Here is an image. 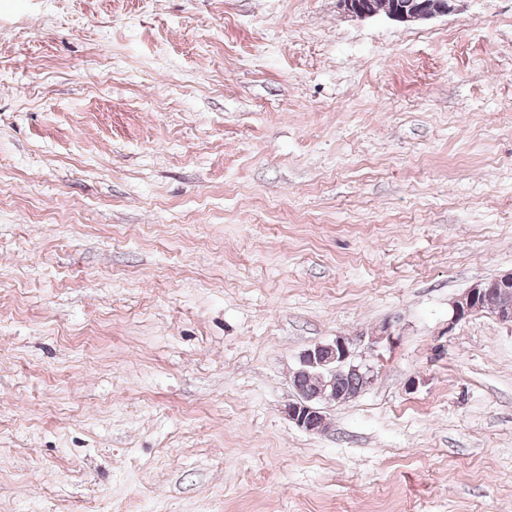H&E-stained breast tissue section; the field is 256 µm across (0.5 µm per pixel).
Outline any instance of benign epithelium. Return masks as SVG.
Listing matches in <instances>:
<instances>
[{
  "mask_svg": "<svg viewBox=\"0 0 512 512\" xmlns=\"http://www.w3.org/2000/svg\"><path fill=\"white\" fill-rule=\"evenodd\" d=\"M342 9L357 18H370L380 13L389 19L410 23L425 21L450 13L455 0H392L389 7L379 10L373 0H338ZM512 273L490 282L481 281L467 289L452 303L451 320L459 321L473 313L489 310L499 321L512 325ZM353 341L337 336L332 341L311 347L301 353L293 372L292 384L301 377L314 375L319 385L298 391L297 398L288 402L283 413L290 423L308 433L318 431L323 424L322 404L344 403L350 394L336 393V375L348 373L360 379V389L374 381L373 367L357 362L353 355Z\"/></svg>",
  "mask_w": 512,
  "mask_h": 512,
  "instance_id": "7a95c632",
  "label": "benign epithelium"
}]
</instances>
